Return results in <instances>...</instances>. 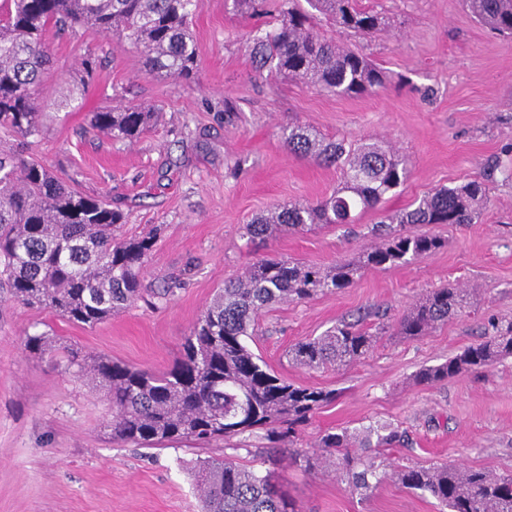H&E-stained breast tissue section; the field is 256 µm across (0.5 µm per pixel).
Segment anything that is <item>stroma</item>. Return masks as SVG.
<instances>
[{"label": "stroma", "mask_w": 512, "mask_h": 512, "mask_svg": "<svg viewBox=\"0 0 512 512\" xmlns=\"http://www.w3.org/2000/svg\"><path fill=\"white\" fill-rule=\"evenodd\" d=\"M365 2L385 10L393 27L344 41L392 82L359 97L256 70L247 41L256 22L232 0H197L199 59L189 86L146 74L135 53L100 34L80 29L56 40L54 67L38 89L45 102L57 101L62 75L80 80L84 54L103 65L40 136L0 139V152L36 158L81 192L111 199L125 216V236L157 238L144 298L93 327L16 305L0 289V512H200L193 463L229 456L261 464L270 453L263 433L151 449L113 441L105 391L65 371L67 347L165 370L225 280L267 257L323 268L356 260L382 211L411 209L434 188L475 177L485 179L489 203L476 223L429 225L444 248L408 265L365 269L336 293L273 304L247 344L289 382L335 393L298 447L313 450L339 428L361 442L378 423L403 438L377 449L387 477L364 499L334 473L280 459L278 481L301 512H445L394 479L406 466L512 474V358L433 385L414 379L488 336L489 318L512 320V38L482 26L461 0ZM128 102L159 108L153 130L133 142L89 133L91 113ZM297 124L332 140L385 142L408 158L409 179L356 224L247 244L243 227L252 217L319 200L340 182L336 168L288 153L283 130ZM448 284L474 290L464 313L427 335L397 336L398 319ZM342 322L376 334L365 358L320 371L289 360L295 343ZM41 333L54 349L38 357L24 341Z\"/></svg>", "instance_id": "1"}]
</instances>
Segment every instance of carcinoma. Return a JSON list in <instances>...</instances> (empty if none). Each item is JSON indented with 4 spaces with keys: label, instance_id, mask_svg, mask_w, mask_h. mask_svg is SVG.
<instances>
[{
    "label": "carcinoma",
    "instance_id": "carcinoma-1",
    "mask_svg": "<svg viewBox=\"0 0 512 512\" xmlns=\"http://www.w3.org/2000/svg\"><path fill=\"white\" fill-rule=\"evenodd\" d=\"M247 17L267 13L266 0H232ZM252 30L255 68L336 96L357 97L383 88L388 77L363 53L327 37L324 19L335 30L374 36L390 18L359 0H306ZM480 24L512 37V0H463ZM193 0H0V134L26 141L39 135L46 113L37 89L51 68L55 40L78 28L118 38L149 75L189 81L198 64L192 31ZM158 110L127 103L94 112L90 130L132 141L156 122ZM296 156L340 171V187L316 202H290L253 217L243 236L251 243L278 233L305 231L317 224H354L376 211L409 177L407 159L375 143L330 141L308 126L283 132ZM488 200L485 179L434 189L414 208L383 217L380 243L358 261L329 269L283 258H262L242 275L224 282L185 337L180 356L165 371L130 366L107 356L67 349L65 369L89 375L107 391L112 439L142 447L206 442L256 429L273 444L286 442L289 460L305 471L329 468L350 491L369 496L385 478L375 458L358 453L345 429L325 433L318 451L294 447L306 425L333 393L288 382L247 345L260 313L269 305L306 301L354 283L366 268L418 260L445 246L420 232L425 224H473ZM122 214L103 198L75 189L41 162L21 154L0 155V276L9 300L47 310L86 327L112 318L143 296L142 274L155 237L121 238ZM471 291L435 288L397 323L396 334L424 336L462 313ZM493 334L447 361L421 369L420 384L446 381L486 369L512 357V321H491ZM374 337L353 323L294 344L299 366L320 370L353 363L372 349ZM25 349L51 352L48 337H26ZM376 446H390L397 434L369 427ZM404 488L428 495L448 512H512V475H496L456 464L411 466L395 472ZM195 480L204 512H300L296 502L265 472L226 457L197 465Z\"/></svg>",
    "mask_w": 512,
    "mask_h": 512
}]
</instances>
